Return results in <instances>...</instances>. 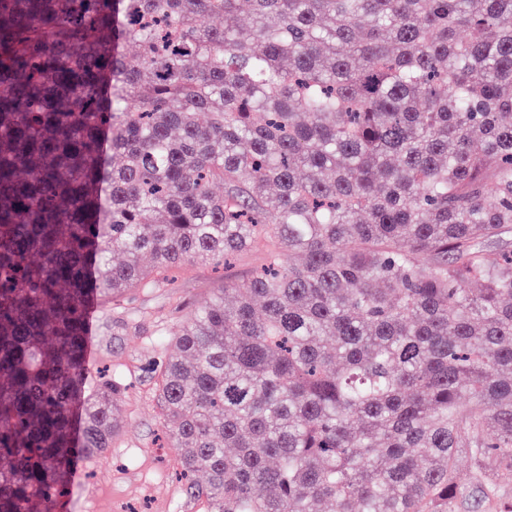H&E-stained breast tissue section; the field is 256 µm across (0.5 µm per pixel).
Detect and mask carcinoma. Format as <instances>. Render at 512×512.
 Returning a JSON list of instances; mask_svg holds the SVG:
<instances>
[{
  "mask_svg": "<svg viewBox=\"0 0 512 512\" xmlns=\"http://www.w3.org/2000/svg\"><path fill=\"white\" fill-rule=\"evenodd\" d=\"M240 2L0 0V512L112 447L89 300L261 241L155 369L205 512H452L459 448L512 482V252L479 247L512 227V0ZM263 257L260 250H247L240 253L235 267L229 272L230 278L239 282L247 279L252 270L263 262Z\"/></svg>",
  "mask_w": 512,
  "mask_h": 512,
  "instance_id": "obj_1",
  "label": "carcinoma"
}]
</instances>
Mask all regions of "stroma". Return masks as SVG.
<instances>
[{
	"mask_svg": "<svg viewBox=\"0 0 512 512\" xmlns=\"http://www.w3.org/2000/svg\"><path fill=\"white\" fill-rule=\"evenodd\" d=\"M262 261V251L247 250L228 272L180 267L98 316L89 369L120 376L121 432L105 454L79 466L63 512H203L177 476L180 449L160 438L151 369L173 354L172 337L191 310L208 303L225 278L243 281Z\"/></svg>",
	"mask_w": 512,
	"mask_h": 512,
	"instance_id": "stroma-1",
	"label": "stroma"
}]
</instances>
